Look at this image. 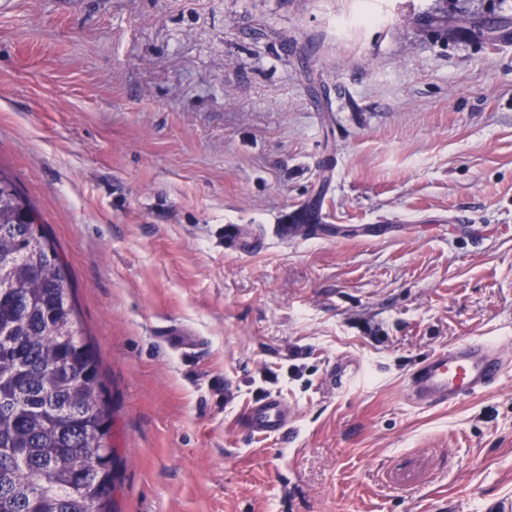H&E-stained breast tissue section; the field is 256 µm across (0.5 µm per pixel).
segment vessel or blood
Instances as JSON below:
<instances>
[{
	"label": "vessel or blood",
	"instance_id": "vessel-or-blood-1",
	"mask_svg": "<svg viewBox=\"0 0 512 512\" xmlns=\"http://www.w3.org/2000/svg\"><path fill=\"white\" fill-rule=\"evenodd\" d=\"M224 235L242 254L261 246L243 224L225 225ZM511 366L508 344L468 339L416 364L406 377L405 398L416 407L451 406L489 388ZM243 421L254 435L282 434L288 425V404L280 395H266L246 406Z\"/></svg>",
	"mask_w": 512,
	"mask_h": 512
}]
</instances>
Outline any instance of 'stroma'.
Segmentation results:
<instances>
[{"label":"stroma","instance_id":"1","mask_svg":"<svg viewBox=\"0 0 512 512\" xmlns=\"http://www.w3.org/2000/svg\"><path fill=\"white\" fill-rule=\"evenodd\" d=\"M0 170L97 348L116 512L512 500V369L403 398L512 339V0H11ZM268 394L288 428L250 436ZM224 236L231 242L234 251L246 254L261 247L259 239L252 236L245 224H228L224 227ZM508 343L468 339L435 352L406 377L405 398L416 407L454 405L495 384L511 364ZM243 421L253 435H280L288 425V403L280 395H266L246 406Z\"/></svg>","mask_w":512,"mask_h":512}]
</instances>
